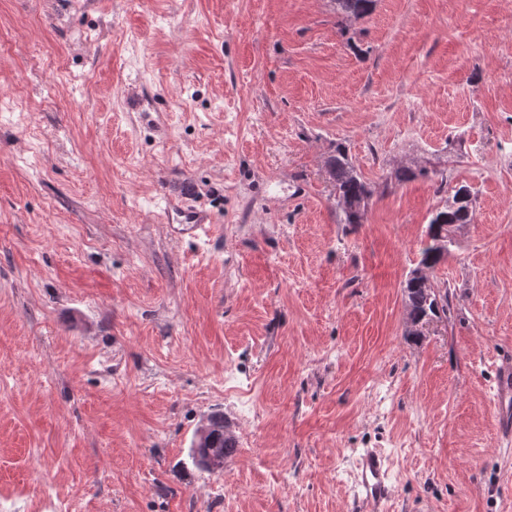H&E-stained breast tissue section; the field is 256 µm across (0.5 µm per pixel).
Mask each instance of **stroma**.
Segmentation results:
<instances>
[{"instance_id": "1", "label": "stroma", "mask_w": 512, "mask_h": 512, "mask_svg": "<svg viewBox=\"0 0 512 512\" xmlns=\"http://www.w3.org/2000/svg\"><path fill=\"white\" fill-rule=\"evenodd\" d=\"M511 12L0 0V512H347L364 448L386 512H512ZM465 184L429 273L450 311L409 336L403 282ZM170 197L212 229L174 238ZM215 411L238 448L211 474ZM326 170L334 182L337 206L343 213L344 223H362L371 190L357 173L345 147L336 146L334 154L327 159ZM496 426L502 438L512 440V361L502 362L495 381ZM208 434L204 437V443L200 442L199 445L203 447L198 448L195 447L196 439L198 437V432L196 433V437H194L191 449H190V457L193 463L203 469L208 471L203 462V458L207 454L208 448H216V452H219L222 458L226 459L230 457L236 450V440L229 432V426L226 421H224V415L219 413L212 414L208 419Z\"/></svg>"}]
</instances>
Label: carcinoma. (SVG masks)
I'll use <instances>...</instances> for the list:
<instances>
[{
  "instance_id": "cac0c4a2",
  "label": "carcinoma",
  "mask_w": 512,
  "mask_h": 512,
  "mask_svg": "<svg viewBox=\"0 0 512 512\" xmlns=\"http://www.w3.org/2000/svg\"><path fill=\"white\" fill-rule=\"evenodd\" d=\"M336 11L354 19L370 14L375 0H332ZM329 178L334 182L337 194V206L341 209L346 224L362 223L371 190L357 173L348 157L346 148L336 147L326 162ZM475 192L472 187L462 185L446 200L445 206L437 209L427 225V243L422 248L418 266L433 269L443 262L452 252L455 241L450 234L471 222ZM404 301L410 325H415L428 317L439 318L448 314V293L437 291L433 283H427L417 277L407 278L403 286ZM208 434L202 447H191L190 457L193 463L204 468L203 458L210 448L216 449L223 458L230 457L236 450V440L229 432L224 415L214 413L209 417Z\"/></svg>"
}]
</instances>
